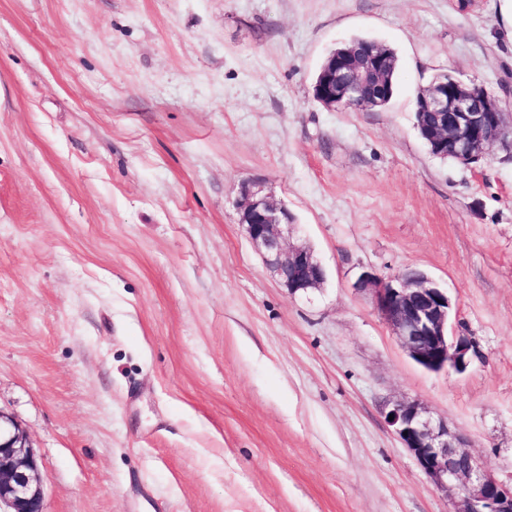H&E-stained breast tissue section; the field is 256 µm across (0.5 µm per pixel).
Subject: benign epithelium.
<instances>
[{
	"label": "benign epithelium",
	"mask_w": 512,
	"mask_h": 512,
	"mask_svg": "<svg viewBox=\"0 0 512 512\" xmlns=\"http://www.w3.org/2000/svg\"><path fill=\"white\" fill-rule=\"evenodd\" d=\"M387 59L381 47L362 52L332 51L320 68L313 97L323 106L364 112L388 96ZM420 136L438 155L469 167L496 145L512 151V122L499 102L477 84L451 76L424 87L418 101ZM240 224L267 269L291 294L318 289L325 269L314 250L289 242L296 230L292 213L264 192L257 181L240 189ZM355 287L373 293L378 312L402 347L421 367L462 372L476 354L474 342L451 336L453 310L448 291L424 271L407 270L389 279L362 272ZM387 414L403 447L413 455L431 484L445 496L458 497L457 512H512V484L484 469L467 438L447 420L434 418L419 403L396 401ZM4 512H45L43 479L27 436L12 417L0 411V507Z\"/></svg>",
	"instance_id": "benign-epithelium-1"
}]
</instances>
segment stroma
<instances>
[{
  "label": "stroma",
  "instance_id": "35a3bbf8",
  "mask_svg": "<svg viewBox=\"0 0 512 512\" xmlns=\"http://www.w3.org/2000/svg\"><path fill=\"white\" fill-rule=\"evenodd\" d=\"M502 0H0V411L47 512H456L383 416L416 401L512 482V152L432 156L437 74L512 113ZM397 53L388 106L312 94ZM259 180L326 271L291 295L240 223ZM424 270L478 354L429 372L356 289ZM386 66L387 59L379 45L362 52L337 48L320 68L313 97L331 110L358 107L364 112L373 111L388 96Z\"/></svg>",
  "mask_w": 512,
  "mask_h": 512
}]
</instances>
